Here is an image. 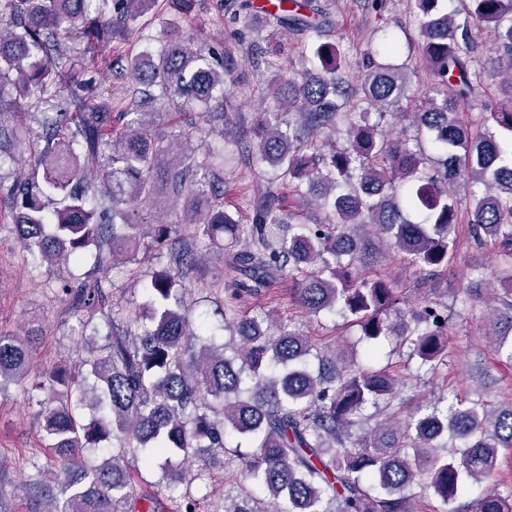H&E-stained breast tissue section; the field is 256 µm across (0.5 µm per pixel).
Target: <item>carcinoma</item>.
Listing matches in <instances>:
<instances>
[{
  "mask_svg": "<svg viewBox=\"0 0 512 512\" xmlns=\"http://www.w3.org/2000/svg\"><path fill=\"white\" fill-rule=\"evenodd\" d=\"M155 2L0 0V159H24L16 177L0 176V209L21 264L79 266L45 287L65 312L98 316L107 328L102 349L46 376L34 367L30 337L0 332V387L44 392L39 427L56 470L40 493L53 512H139L129 461L158 468L157 485L173 495L202 480L215 455L231 473L224 512H417L416 487L439 501L437 512H455L450 504L465 481L486 485L470 512H512V491L502 494L494 480L501 452L512 448V401L439 399L405 423L389 416L353 439L366 405L391 407L401 377L321 351L269 312L242 315L249 298L284 275L306 315L338 313L371 341L392 337L422 364L446 366L448 315L429 300L404 311L392 280L362 274L364 237L386 239L406 264L434 277L454 261L455 228L465 224L500 259L502 310L485 335L512 333V0H460L450 10L412 0L432 86L418 111L399 116L428 139L430 153L369 122L370 111L384 119L412 91L413 73L392 62L395 33L368 45L354 85L352 62L336 43L308 42L327 24L321 0H277L273 18L298 37L301 68L278 67L273 107L259 113L245 145L224 98L232 60L185 38L178 14L158 17L154 50L94 55L135 31ZM477 29L493 31L497 43L483 71L472 60ZM104 68L107 81L98 78ZM486 73L501 79L503 100L480 132L460 121L456 104ZM114 82L134 85L124 112ZM146 104L195 115L219 144L195 145L178 125L159 132ZM292 113L295 124L283 119ZM339 123L345 147L318 139ZM232 139L273 169L293 205L283 209L271 186L247 224L224 208V142ZM456 183L481 187L464 209L451 191ZM162 189L183 204L194 236L157 225L155 256L166 255L168 266L152 273L141 303L118 312L106 292L109 272L120 257L138 258L137 230L151 223ZM226 247L235 249L226 270L202 284L225 293L232 335L219 345L193 323L184 294L202 251ZM231 433L250 448L226 449ZM448 436L457 451L448 452ZM249 482L267 499L252 496Z\"/></svg>",
  "mask_w": 512,
  "mask_h": 512,
  "instance_id": "carcinoma-1",
  "label": "carcinoma"
}]
</instances>
